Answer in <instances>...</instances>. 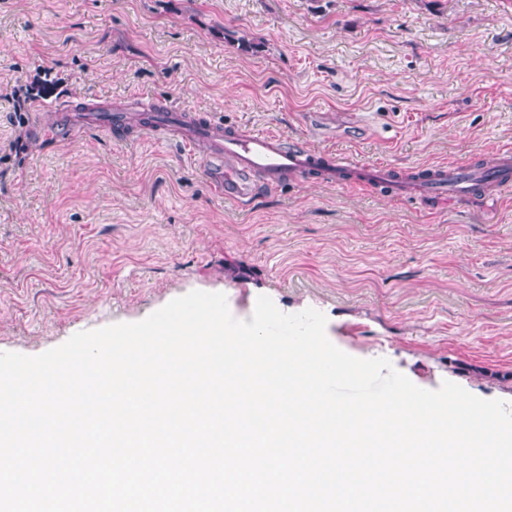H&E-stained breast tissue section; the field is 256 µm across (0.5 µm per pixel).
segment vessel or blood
<instances>
[{"instance_id": "1", "label": "vessel or blood", "mask_w": 512, "mask_h": 512, "mask_svg": "<svg viewBox=\"0 0 512 512\" xmlns=\"http://www.w3.org/2000/svg\"><path fill=\"white\" fill-rule=\"evenodd\" d=\"M144 114L139 134L158 138L175 132L189 146L213 141L214 152L206 157L213 186L235 201L249 200L254 191V175H263L268 185L278 184L284 177H313L328 185L350 182L366 187H382L398 196L418 195L467 197L482 182L503 187L512 185V154L498 155L495 163L463 168L439 167L409 179L396 170L374 164L359 163L347 155L331 151H313L298 144H287L281 138L263 133L230 131L216 136L214 125L206 119L191 120L180 112L167 109L155 101L141 104Z\"/></svg>"}]
</instances>
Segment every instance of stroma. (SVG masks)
I'll list each match as a JSON object with an SVG mask.
<instances>
[{"mask_svg": "<svg viewBox=\"0 0 512 512\" xmlns=\"http://www.w3.org/2000/svg\"><path fill=\"white\" fill-rule=\"evenodd\" d=\"M0 352L191 291L312 308L345 353L512 406V189L452 203L289 178L245 205L175 137L41 128L148 97L401 172L512 151V0H0ZM65 111H58V104Z\"/></svg>", "mask_w": 512, "mask_h": 512, "instance_id": "stroma-1", "label": "stroma"}]
</instances>
